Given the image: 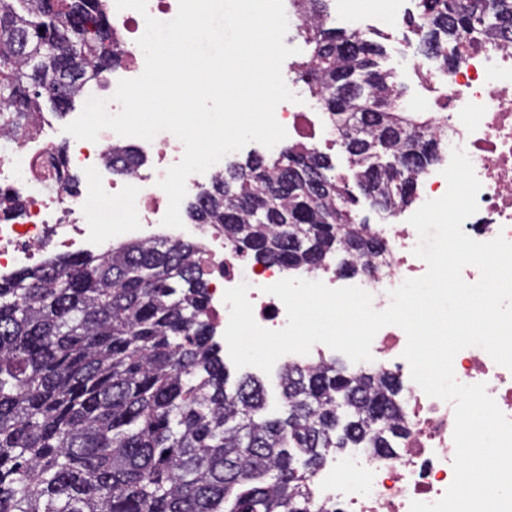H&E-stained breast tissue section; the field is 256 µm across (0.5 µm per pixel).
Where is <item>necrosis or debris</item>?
I'll return each mask as SVG.
<instances>
[{
	"label": "necrosis or debris",
	"instance_id": "necrosis-or-debris-1",
	"mask_svg": "<svg viewBox=\"0 0 512 512\" xmlns=\"http://www.w3.org/2000/svg\"><path fill=\"white\" fill-rule=\"evenodd\" d=\"M177 11L178 0H148L144 15L132 9L113 11L112 30L124 54L113 67L111 80L87 87L86 95L110 99L119 79L138 77L145 58L137 41L145 31L146 17L168 21ZM411 66L434 93L429 113L437 118L433 132L440 155L439 162L419 176L417 203L445 194L442 172L453 149H464L481 183L478 211L464 222V232L481 242L500 235L512 241V42L501 41L492 48L465 43L459 62L446 70L417 58ZM288 87L297 99L277 106L275 116L289 141L315 149L336 129L318 112L316 101L305 100L301 83L292 81ZM57 133L47 113L34 112L21 135L0 137V195L22 203L18 220L0 221V278L39 264L51 252L100 256L123 239H192L197 244L195 261L210 273L209 311L216 336H223L229 322L224 293L242 282L249 285L248 298L259 325L272 330L286 325L283 303L265 291L287 278L286 269L255 268L225 241L223 233L204 225L162 226L168 198L157 182L183 156L178 138L162 132L148 142L104 130L97 141L70 136L60 147L55 143ZM117 146L133 147L144 158L132 174L119 180L107 161L109 151ZM111 199L123 203L122 216L113 224L100 223L97 206ZM410 216V210L395 209L389 222L370 227V234L382 239L385 249L368 258L366 270H314L307 272V279L332 288L361 287L372 294L376 309H385L392 289L427 270L413 254L418 234ZM406 343L404 331L389 325L376 334L371 346L372 368L391 373L402 385L408 435L401 452L395 458H382L357 448L341 462L328 457L313 483L320 512H409L411 501L434 502L452 483L454 408L428 396L412 380L402 357ZM454 372L462 383L485 384L499 409L512 419V371L497 365L483 349L469 347L456 355Z\"/></svg>",
	"mask_w": 512,
	"mask_h": 512
}]
</instances>
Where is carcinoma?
Masks as SVG:
<instances>
[{
	"label": "carcinoma",
	"instance_id": "cac0c4a2",
	"mask_svg": "<svg viewBox=\"0 0 512 512\" xmlns=\"http://www.w3.org/2000/svg\"><path fill=\"white\" fill-rule=\"evenodd\" d=\"M423 53L443 69L477 35L512 32L508 0H420ZM292 66L338 132L353 179L386 208L415 198L439 160L430 120L402 103L383 50L317 25ZM120 61L102 0H0V129L41 102L64 113ZM131 148L112 156L120 176ZM327 155L289 147L225 168L186 209L288 269L357 271L378 243ZM196 244L125 241L0 279V512H315L328 453L390 457L407 433L400 384L337 361L292 365L269 410L256 376H231L207 315Z\"/></svg>",
	"mask_w": 512,
	"mask_h": 512
}]
</instances>
